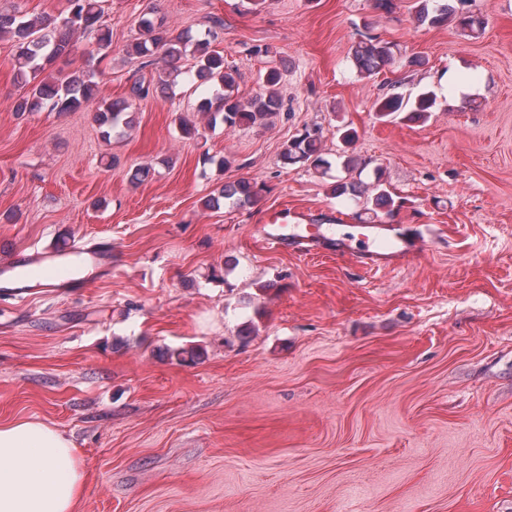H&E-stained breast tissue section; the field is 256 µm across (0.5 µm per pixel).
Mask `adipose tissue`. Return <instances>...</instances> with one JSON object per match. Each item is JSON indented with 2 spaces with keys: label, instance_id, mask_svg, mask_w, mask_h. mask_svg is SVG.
Masks as SVG:
<instances>
[{
  "label": "adipose tissue",
  "instance_id": "ef3b65f1",
  "mask_svg": "<svg viewBox=\"0 0 512 512\" xmlns=\"http://www.w3.org/2000/svg\"><path fill=\"white\" fill-rule=\"evenodd\" d=\"M85 473L55 427L20 420L0 427V512H75Z\"/></svg>",
  "mask_w": 512,
  "mask_h": 512
}]
</instances>
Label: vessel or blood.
<instances>
[{
  "instance_id": "b4317fda",
  "label": "vessel or blood",
  "mask_w": 512,
  "mask_h": 512,
  "mask_svg": "<svg viewBox=\"0 0 512 512\" xmlns=\"http://www.w3.org/2000/svg\"><path fill=\"white\" fill-rule=\"evenodd\" d=\"M292 216V210L282 209L277 226L266 234L267 244L315 240L336 255L361 254L375 270L403 264L423 250L422 242L394 233L390 225L372 219L360 221L356 234L345 236L333 233L330 227L321 224L292 223ZM81 267L88 268L91 275L97 277L111 275V244H72L63 248L18 252L0 265V289L21 295L32 288H77L81 280L76 271Z\"/></svg>"
}]
</instances>
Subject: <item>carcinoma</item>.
<instances>
[{
  "instance_id": "cac0c4a2",
  "label": "carcinoma",
  "mask_w": 512,
  "mask_h": 512,
  "mask_svg": "<svg viewBox=\"0 0 512 512\" xmlns=\"http://www.w3.org/2000/svg\"><path fill=\"white\" fill-rule=\"evenodd\" d=\"M415 18L421 24L442 27L452 21L462 31L482 28L480 17L470 12H460L457 7L443 0H415ZM95 35L98 52L105 54L112 44V31L101 24L99 0H67L63 16L53 21L44 18H26L17 11L0 10V39H8L15 49V77L22 93L16 98L13 111L19 115L32 112H76L90 110L100 129L101 137L109 142L120 137L135 124L132 105L128 100L112 101L98 98L97 74L91 71H73L66 74L49 73L54 60L69 52L75 36ZM192 48L196 60L194 69L188 71L194 83L203 86L208 96L202 98L197 113L206 119L210 129L222 126H267L269 119L282 109L278 91L281 73L278 68L268 69L259 93L242 100L235 94L236 71L224 66V56L210 49V41L192 35L191 31L174 32L153 18L142 15L138 21V37L126 45V54L141 61V66L154 67L157 77L149 82H134L131 93L141 99L152 94H165L183 74L179 62ZM351 60L357 71L374 75L395 61L390 43L375 35L364 34L352 47ZM435 99L423 93L410 100L399 93L381 98L375 112L381 119L403 118L414 121L428 117ZM284 163L308 164L314 168L325 165L322 157V130L304 127L282 146ZM270 188L253 179L241 178L228 182L205 201V206L219 209L223 205L236 207L258 204ZM334 193L338 197L363 198V210L369 205L393 206L390 193L381 188L380 178L371 184L362 180H336Z\"/></svg>"
}]
</instances>
